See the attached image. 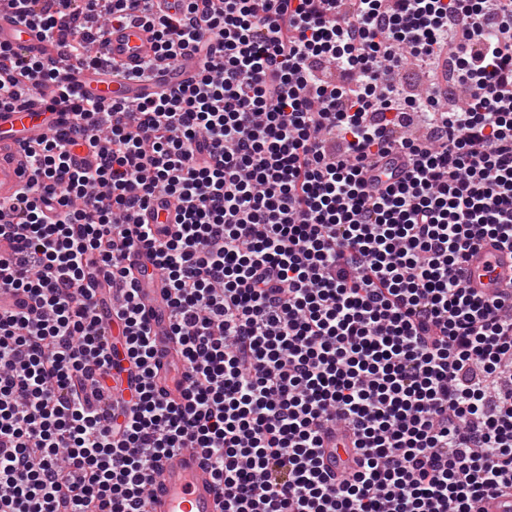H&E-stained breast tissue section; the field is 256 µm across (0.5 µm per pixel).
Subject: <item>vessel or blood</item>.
Returning <instances> with one entry per match:
<instances>
[{
    "instance_id": "b4317fda",
    "label": "vessel or blood",
    "mask_w": 512,
    "mask_h": 512,
    "mask_svg": "<svg viewBox=\"0 0 512 512\" xmlns=\"http://www.w3.org/2000/svg\"><path fill=\"white\" fill-rule=\"evenodd\" d=\"M0 44L21 51H31L56 58L57 50L43 40L41 33L20 22L6 0H0ZM108 66L94 71L69 72L67 82L80 93L102 103L115 100L138 103L157 88H175L193 79L200 67L199 59L181 61L156 69L151 81L136 82L128 74L153 57L151 33L137 22L112 26L102 49ZM59 99L54 86L37 91L33 99L8 111H0V207L12 204L17 191L27 182L30 168L24 152L26 144L50 137L64 126L67 116L55 110ZM176 204L166 198L155 202L153 212L139 215L138 223H161L166 233L176 229ZM466 286L472 291L491 296L512 288V249L492 241L483 242L472 252L467 263ZM161 274L142 278L138 301L145 320L153 331L158 352L156 383L166 399L182 398L183 386L176 366L183 359L170 335L169 308L163 293ZM323 471L331 480H339L353 465L350 437L343 431H330L323 437ZM152 512H221L222 501L209 467L192 449L172 458L158 461L150 472Z\"/></svg>"
}]
</instances>
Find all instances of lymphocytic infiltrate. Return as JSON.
<instances>
[{
	"mask_svg": "<svg viewBox=\"0 0 512 512\" xmlns=\"http://www.w3.org/2000/svg\"><path fill=\"white\" fill-rule=\"evenodd\" d=\"M72 70L138 21L178 88L129 107L72 93L51 60L0 45V110L59 86L73 121L27 149L0 211V512H148L154 462L193 448L222 512H482L512 496V294L464 288L485 239L512 246V0H13ZM433 73L426 97L396 72ZM340 72L343 84L333 83ZM466 88L457 105L444 80ZM424 114V139L402 137ZM91 158L79 163L77 150ZM402 161L399 181L373 172ZM177 203L158 240L133 212ZM167 288L184 399L153 383L151 329L125 259ZM129 365L113 392L93 283ZM358 468L328 482L322 434Z\"/></svg>",
	"mask_w": 512,
	"mask_h": 512,
	"instance_id": "f902f5d3",
	"label": "lymphocytic infiltrate"
}]
</instances>
